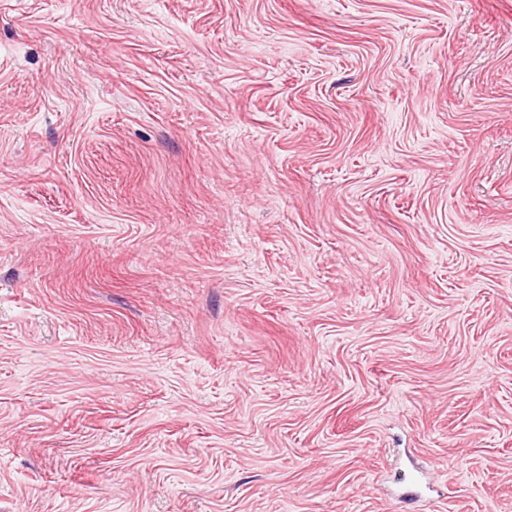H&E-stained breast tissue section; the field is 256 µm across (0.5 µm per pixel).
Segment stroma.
<instances>
[{
    "label": "stroma",
    "mask_w": 512,
    "mask_h": 512,
    "mask_svg": "<svg viewBox=\"0 0 512 512\" xmlns=\"http://www.w3.org/2000/svg\"><path fill=\"white\" fill-rule=\"evenodd\" d=\"M512 512V0H0V512Z\"/></svg>",
    "instance_id": "stroma-1"
}]
</instances>
